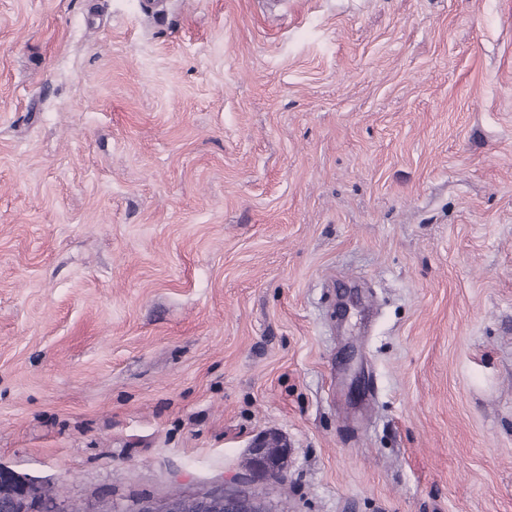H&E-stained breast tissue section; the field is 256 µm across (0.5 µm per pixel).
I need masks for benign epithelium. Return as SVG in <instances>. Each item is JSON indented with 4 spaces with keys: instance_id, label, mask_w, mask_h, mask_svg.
<instances>
[{
    "instance_id": "benign-epithelium-1",
    "label": "benign epithelium",
    "mask_w": 512,
    "mask_h": 512,
    "mask_svg": "<svg viewBox=\"0 0 512 512\" xmlns=\"http://www.w3.org/2000/svg\"><path fill=\"white\" fill-rule=\"evenodd\" d=\"M270 437H257L250 445L253 460L245 475L206 490L178 493L164 498H141L130 503L95 501L77 506L79 512H269L263 498L250 490L252 483L274 475L264 463L265 448Z\"/></svg>"
}]
</instances>
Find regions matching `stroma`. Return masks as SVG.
I'll return each instance as SVG.
<instances>
[{
	"label": "stroma",
	"mask_w": 512,
	"mask_h": 512,
	"mask_svg": "<svg viewBox=\"0 0 512 512\" xmlns=\"http://www.w3.org/2000/svg\"><path fill=\"white\" fill-rule=\"evenodd\" d=\"M512 512V0H0V466Z\"/></svg>",
	"instance_id": "1"
}]
</instances>
